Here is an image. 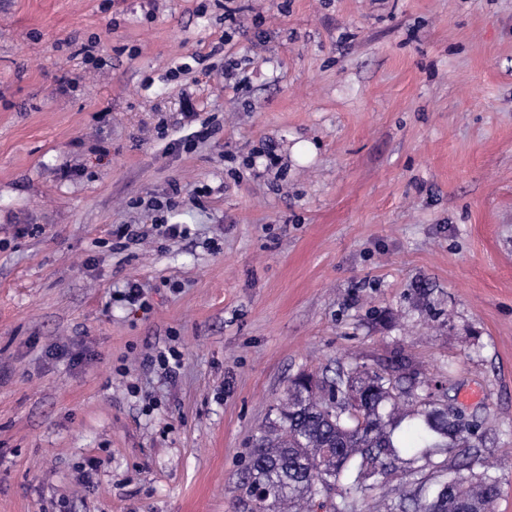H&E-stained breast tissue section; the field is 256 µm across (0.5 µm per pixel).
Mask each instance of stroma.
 Masks as SVG:
<instances>
[{
    "instance_id": "35a3bbf8",
    "label": "stroma",
    "mask_w": 512,
    "mask_h": 512,
    "mask_svg": "<svg viewBox=\"0 0 512 512\" xmlns=\"http://www.w3.org/2000/svg\"><path fill=\"white\" fill-rule=\"evenodd\" d=\"M400 354L512 512V0H0V512H245L290 380Z\"/></svg>"
}]
</instances>
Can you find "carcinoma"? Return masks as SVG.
Here are the masks:
<instances>
[{
    "mask_svg": "<svg viewBox=\"0 0 512 512\" xmlns=\"http://www.w3.org/2000/svg\"><path fill=\"white\" fill-rule=\"evenodd\" d=\"M401 381L359 365L332 378H294L238 482L249 512H291L314 501L355 512L352 495L373 491L395 470L415 489L391 499L387 512H490L498 478L487 469L473 474L481 449L471 434L434 396ZM455 447L467 448L464 462L434 460Z\"/></svg>",
    "mask_w": 512,
    "mask_h": 512,
    "instance_id": "carcinoma-1",
    "label": "carcinoma"
}]
</instances>
